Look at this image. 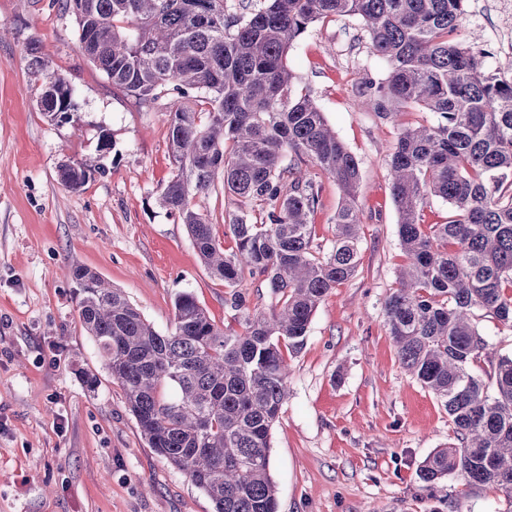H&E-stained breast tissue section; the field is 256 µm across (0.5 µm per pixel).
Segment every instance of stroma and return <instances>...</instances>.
Returning <instances> with one entry per match:
<instances>
[{"mask_svg": "<svg viewBox=\"0 0 512 512\" xmlns=\"http://www.w3.org/2000/svg\"><path fill=\"white\" fill-rule=\"evenodd\" d=\"M499 0H468L472 49L499 34ZM0 512H214L211 500L148 448L96 345L83 330L81 266L119 288L160 334L174 301L192 293L220 328L237 329L222 281L202 265L177 217L158 196L172 164L168 113L114 89L85 58L61 0H0ZM74 90L75 120L49 123L30 74V44ZM355 17L321 19L288 52L287 65L361 170V263L316 309L304 346L288 353V397L271 430L278 512H507L502 491H469L453 477L423 488L417 472L454 442L443 402L402 366L384 301L405 263L387 176L396 124L358 108L363 77L387 63L367 49ZM110 146L101 149L99 136ZM94 170L77 191L59 167ZM96 377L88 388L87 377Z\"/></svg>", "mask_w": 512, "mask_h": 512, "instance_id": "obj_1", "label": "stroma"}]
</instances>
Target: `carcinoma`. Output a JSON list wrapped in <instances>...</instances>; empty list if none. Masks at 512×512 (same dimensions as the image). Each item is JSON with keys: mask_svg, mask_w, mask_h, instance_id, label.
<instances>
[{"mask_svg": "<svg viewBox=\"0 0 512 512\" xmlns=\"http://www.w3.org/2000/svg\"><path fill=\"white\" fill-rule=\"evenodd\" d=\"M466 2L264 0L238 17L224 0H63L84 56L113 87L145 105L169 86L205 93L197 107L168 113L173 170L159 201L230 289L225 304L241 331L219 328L182 293L174 330L162 335L98 274L66 272L79 321L147 446L214 512H277L270 431L288 396L284 350L303 346L320 302L360 265L359 162L287 67L293 43L329 17L360 19L368 50L389 65L386 78L362 82L364 111L390 122L413 107L434 116L400 128L388 161L406 266L385 300V325L405 369L443 400L458 440L428 455L418 477L426 488L455 476L500 489L512 505V356L494 352L476 324L481 315L512 327V80L489 75L467 45ZM30 54L40 110L68 123L76 105L58 96L65 77L37 47ZM91 170L65 163L61 180L77 190ZM219 176L233 206L230 250L194 203ZM318 176L340 191L324 255L313 247ZM432 197L448 203V222L423 224ZM248 277L275 297L270 311L250 307Z\"/></svg>", "mask_w": 512, "mask_h": 512, "instance_id": "carcinoma-1", "label": "carcinoma"}]
</instances>
